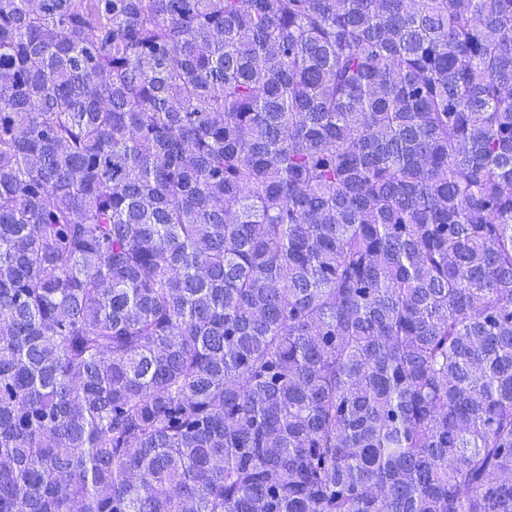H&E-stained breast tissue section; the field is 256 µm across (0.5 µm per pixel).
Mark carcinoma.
Wrapping results in <instances>:
<instances>
[{"label":"carcinoma","mask_w":512,"mask_h":512,"mask_svg":"<svg viewBox=\"0 0 512 512\" xmlns=\"http://www.w3.org/2000/svg\"><path fill=\"white\" fill-rule=\"evenodd\" d=\"M0 512H512V0H0Z\"/></svg>","instance_id":"obj_1"}]
</instances>
